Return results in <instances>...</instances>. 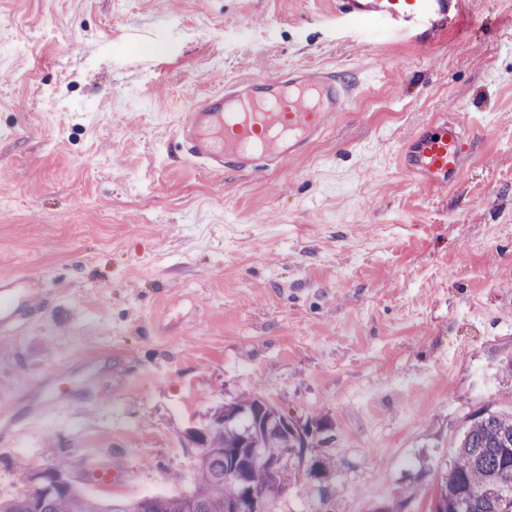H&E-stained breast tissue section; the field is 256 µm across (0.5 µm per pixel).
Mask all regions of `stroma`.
<instances>
[{
  "label": "stroma",
  "instance_id": "1",
  "mask_svg": "<svg viewBox=\"0 0 512 512\" xmlns=\"http://www.w3.org/2000/svg\"><path fill=\"white\" fill-rule=\"evenodd\" d=\"M465 2L422 46L336 0H0V276L48 300L0 336V407L64 359L112 366L0 452L1 499L61 458L107 503L191 489L184 431L260 395L330 423L332 512H431L468 416L512 407V0ZM292 66L351 89L304 154L174 158L196 96ZM446 116L472 154L418 186L399 148Z\"/></svg>",
  "mask_w": 512,
  "mask_h": 512
}]
</instances>
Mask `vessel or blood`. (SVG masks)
Instances as JSON below:
<instances>
[{
    "label": "vessel or blood",
    "instance_id": "b4317fda",
    "mask_svg": "<svg viewBox=\"0 0 512 512\" xmlns=\"http://www.w3.org/2000/svg\"><path fill=\"white\" fill-rule=\"evenodd\" d=\"M342 17L369 20L413 43L431 45L458 27L464 0H338ZM336 75L292 67L277 76L254 75L225 82L183 113L176 143L184 160L221 175L279 167L322 138L348 104ZM466 134L441 119L422 127L400 154L401 167L418 184L452 187L467 161ZM40 281L33 275L0 277V334L18 336L41 309ZM94 357L67 360L36 377L26 419L29 425L67 420L76 403L97 399Z\"/></svg>",
    "mask_w": 512,
    "mask_h": 512
}]
</instances>
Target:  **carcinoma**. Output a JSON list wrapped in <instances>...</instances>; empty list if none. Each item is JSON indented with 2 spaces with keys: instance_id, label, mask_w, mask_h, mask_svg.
Masks as SVG:
<instances>
[{
  "instance_id": "1",
  "label": "carcinoma",
  "mask_w": 512,
  "mask_h": 512,
  "mask_svg": "<svg viewBox=\"0 0 512 512\" xmlns=\"http://www.w3.org/2000/svg\"><path fill=\"white\" fill-rule=\"evenodd\" d=\"M235 404L242 412L230 424L214 420L223 410L220 405L196 427L205 443L195 457L199 481L188 494L102 503L62 481L67 471L60 460L44 470L57 480H40L31 491L0 499V512H224V504L240 494L236 473L242 468L257 490L273 482L285 488L290 479H304L312 484L320 504L334 499L336 470L321 454L332 436L304 438L286 430L284 416L257 396ZM286 447L304 452L310 462L307 472L289 467L275 477L268 473L261 458L278 455ZM439 493L442 512H512V412L483 406L469 416Z\"/></svg>"
}]
</instances>
